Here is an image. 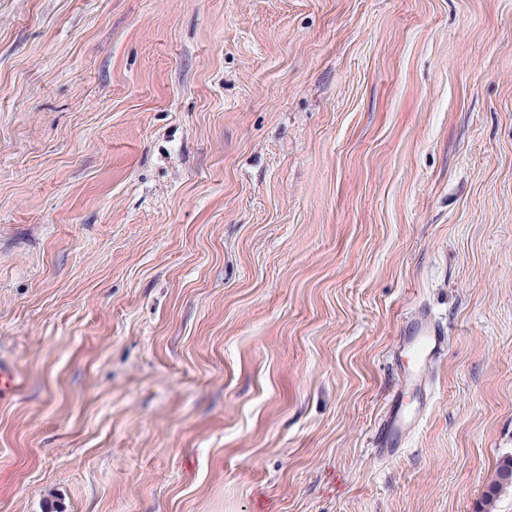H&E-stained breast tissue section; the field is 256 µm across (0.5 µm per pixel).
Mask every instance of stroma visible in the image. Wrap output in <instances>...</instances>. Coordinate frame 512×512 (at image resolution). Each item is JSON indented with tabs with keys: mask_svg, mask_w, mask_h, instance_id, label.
<instances>
[{
	"mask_svg": "<svg viewBox=\"0 0 512 512\" xmlns=\"http://www.w3.org/2000/svg\"><path fill=\"white\" fill-rule=\"evenodd\" d=\"M0 359V512H480L512 0H0ZM412 347L403 349L402 358H406L403 364L401 388L391 397L389 409L377 429L374 440L379 454L392 455L400 448L402 442L419 424L423 418V404L417 408H411L405 395L410 387L425 390L429 382L428 366L435 360L444 348L445 336L429 318L416 320L412 325Z\"/></svg>",
	"mask_w": 512,
	"mask_h": 512,
	"instance_id": "stroma-1",
	"label": "stroma"
}]
</instances>
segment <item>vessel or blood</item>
<instances>
[{"label":"vessel or blood","mask_w":512,"mask_h":512,"mask_svg":"<svg viewBox=\"0 0 512 512\" xmlns=\"http://www.w3.org/2000/svg\"><path fill=\"white\" fill-rule=\"evenodd\" d=\"M410 347L404 348L401 387L391 397L389 409L377 429L374 440L380 454L391 455L401 445L423 418L422 408L410 407L406 391L416 387L426 389L429 381L428 367L441 353L445 337L429 319H420L412 325Z\"/></svg>","instance_id":"1"}]
</instances>
